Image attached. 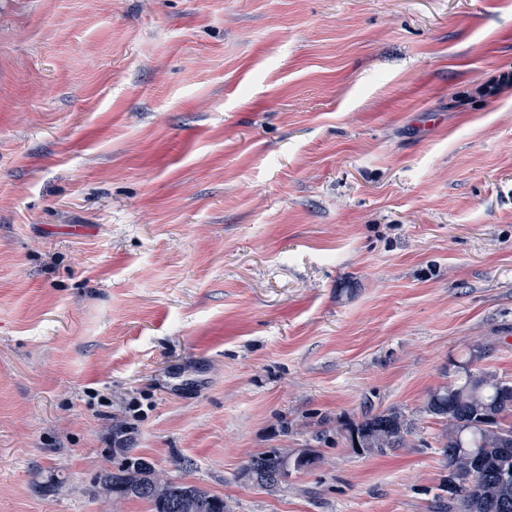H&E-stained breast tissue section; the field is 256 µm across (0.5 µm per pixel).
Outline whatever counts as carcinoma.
<instances>
[{
  "instance_id": "carcinoma-1",
  "label": "carcinoma",
  "mask_w": 512,
  "mask_h": 512,
  "mask_svg": "<svg viewBox=\"0 0 512 512\" xmlns=\"http://www.w3.org/2000/svg\"><path fill=\"white\" fill-rule=\"evenodd\" d=\"M473 358L453 364L448 382L429 392L425 412L443 425L438 440L440 454H455L457 465L476 470V490L464 512H490L489 506L512 500V484L499 483L497 475L512 470V380L472 367ZM464 433L466 449L458 450L455 437ZM350 448L360 454L384 455L404 448L415 433L414 423L398 410L366 415L342 429ZM115 464L96 476L97 486L115 499L146 502L150 512H231L224 498L158 470L130 448L112 449ZM320 461L304 448L293 454L270 448L254 454L243 465V480L274 488L294 473L311 469Z\"/></svg>"
}]
</instances>
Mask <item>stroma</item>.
Returning a JSON list of instances; mask_svg holds the SVG:
<instances>
[{
    "label": "stroma",
    "instance_id": "obj_1",
    "mask_svg": "<svg viewBox=\"0 0 512 512\" xmlns=\"http://www.w3.org/2000/svg\"><path fill=\"white\" fill-rule=\"evenodd\" d=\"M505 73L512 0H0V512H148L124 427L233 512H427L428 393L512 380ZM352 450L365 455H384L404 448L415 433L414 423L398 410L366 415L342 429ZM321 460L315 451L304 448L293 454L281 448H270L254 454L243 465V480L260 487L274 488L286 482L293 473L310 470Z\"/></svg>",
    "mask_w": 512,
    "mask_h": 512
}]
</instances>
